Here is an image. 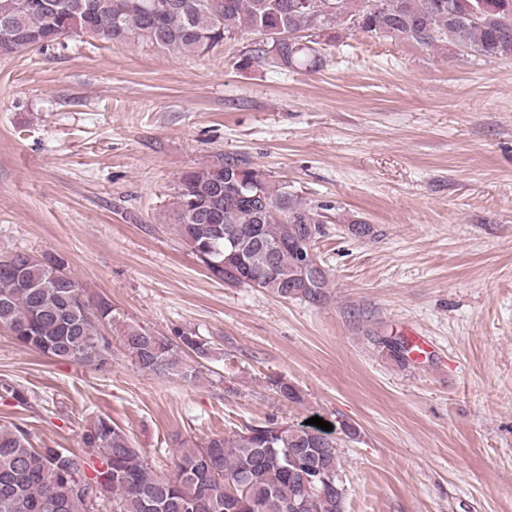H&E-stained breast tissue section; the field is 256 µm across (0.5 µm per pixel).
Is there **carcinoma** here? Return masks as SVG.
I'll return each instance as SVG.
<instances>
[{"label": "carcinoma", "mask_w": 512, "mask_h": 512, "mask_svg": "<svg viewBox=\"0 0 512 512\" xmlns=\"http://www.w3.org/2000/svg\"><path fill=\"white\" fill-rule=\"evenodd\" d=\"M341 25L378 39L440 50L452 45L484 60L512 58V0H0V57L47 48L73 35L115 47L152 48L174 57L202 56L227 39L251 35L254 58L272 67L316 71L325 64L312 33ZM324 215L288 185L246 163L222 157L184 172L172 224L211 278L224 267L234 287L320 304L328 273L301 264ZM245 235L236 248L224 239ZM117 332L131 362L155 375L194 383L210 342L193 332L163 335L128 322L101 297L90 299L55 254L0 255V329L47 356L103 369ZM270 385L285 403L305 395L282 377ZM84 447L36 448L20 429L0 428V512H94L110 496L117 512H344L345 488L332 432L269 421L205 444L184 440L170 474L147 464L127 432L99 417Z\"/></svg>", "instance_id": "carcinoma-1"}]
</instances>
